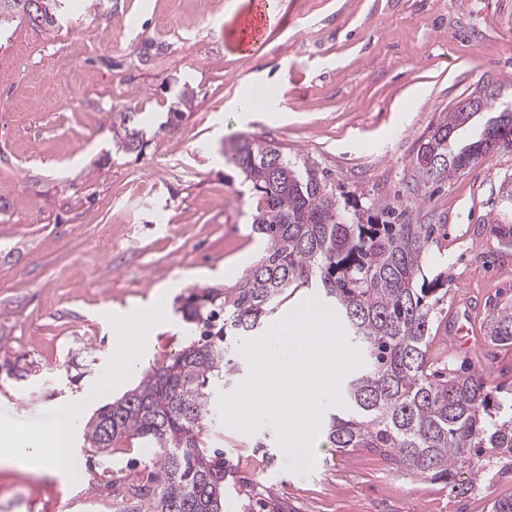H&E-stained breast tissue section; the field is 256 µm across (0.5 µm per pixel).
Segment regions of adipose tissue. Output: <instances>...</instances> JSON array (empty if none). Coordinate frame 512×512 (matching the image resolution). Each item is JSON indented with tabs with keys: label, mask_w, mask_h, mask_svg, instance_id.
I'll list each match as a JSON object with an SVG mask.
<instances>
[{
	"label": "adipose tissue",
	"mask_w": 512,
	"mask_h": 512,
	"mask_svg": "<svg viewBox=\"0 0 512 512\" xmlns=\"http://www.w3.org/2000/svg\"><path fill=\"white\" fill-rule=\"evenodd\" d=\"M168 319L167 298L161 293L150 311L135 312L116 322L112 348L114 384H121L140 367L143 341L158 323ZM83 410L80 403L69 407L67 417L56 419L36 435L4 430L0 433V463L55 474L66 472L71 455L64 441L71 431L72 417L81 415Z\"/></svg>",
	"instance_id": "1"
}]
</instances>
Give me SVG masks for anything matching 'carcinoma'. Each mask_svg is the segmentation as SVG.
I'll return each mask as SVG.
<instances>
[{"label":"carcinoma","mask_w":512,"mask_h":512,"mask_svg":"<svg viewBox=\"0 0 512 512\" xmlns=\"http://www.w3.org/2000/svg\"><path fill=\"white\" fill-rule=\"evenodd\" d=\"M26 2L0 0V15L18 13L45 31L66 6L39 0L41 9L31 13ZM473 117L460 105L421 138L414 158L420 183L445 181L450 169L458 174L512 150V111L504 108L484 134L452 150ZM143 125L131 107L112 113L116 148L142 150ZM224 157L261 196L252 229L263 252L228 291L185 297L186 345L85 424L83 447L96 454L128 443L150 458L152 493L125 512H224V450L202 444L203 429L215 422L211 400L241 374L239 343L276 313L290 288H309L334 305L364 349L363 367L344 387L347 408L325 419L331 447L374 452L417 481L446 483L467 472L471 486L489 464L512 461V397H497L483 375H460L429 354L431 296L448 282L443 272L431 279L425 273L436 245L433 225L412 223L384 199L340 203L315 167L299 168L266 139L241 136L224 146ZM500 202L490 231L512 248V180L503 181ZM484 339L512 344V301L493 306Z\"/></svg>","instance_id":"carcinoma-1"}]
</instances>
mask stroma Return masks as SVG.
Listing matches in <instances>:
<instances>
[{
  "mask_svg": "<svg viewBox=\"0 0 512 512\" xmlns=\"http://www.w3.org/2000/svg\"><path fill=\"white\" fill-rule=\"evenodd\" d=\"M60 26L0 24V428L35 432L112 376L113 323L167 286L172 317L199 287L231 286L261 255L251 227L258 199L222 144L239 135L277 143L315 167L337 199L402 191L419 223L439 227L432 358L469 363L512 392V346L451 353L455 302L476 299V327L512 299V249L490 232L512 151L482 158L437 193L411 191L419 140L483 88L512 101V0H279L263 50L238 34L251 0H74ZM194 99L173 131L142 153L112 146L114 109L165 121L174 90ZM270 96L229 111L247 91ZM111 233L117 258L96 249ZM72 426L70 475L0 465V512H110L104 478L143 472L136 447L100 456ZM233 475L224 512H488L512 496V466L495 465L477 493L390 470L364 450L319 437L310 474L286 471L271 427L204 432ZM266 447H259V440Z\"/></svg>",
  "mask_w": 512,
  "mask_h": 512,
  "instance_id": "35a3bbf8",
  "label": "stroma"
}]
</instances>
